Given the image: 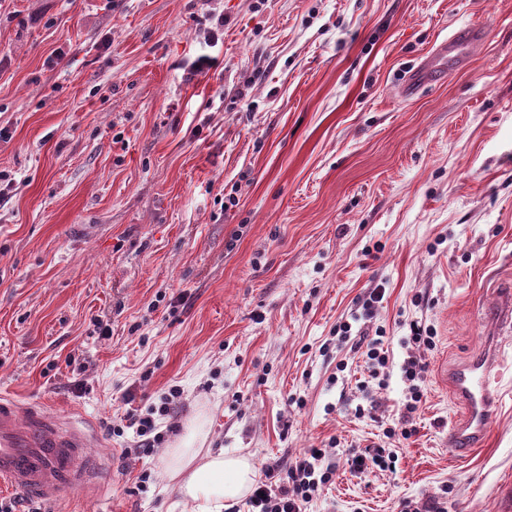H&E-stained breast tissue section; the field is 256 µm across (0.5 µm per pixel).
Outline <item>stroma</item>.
<instances>
[{"instance_id": "obj_1", "label": "stroma", "mask_w": 512, "mask_h": 512, "mask_svg": "<svg viewBox=\"0 0 512 512\" xmlns=\"http://www.w3.org/2000/svg\"><path fill=\"white\" fill-rule=\"evenodd\" d=\"M473 20L466 66L402 97ZM511 284L512 0H0V394L89 422L109 464L97 501L1 489L18 512H192L162 459L196 417L275 485L325 450L306 512H506ZM491 329L497 419L459 455L438 368ZM378 332L381 379L356 345ZM411 355L414 433L387 439ZM164 402L146 443L126 416ZM373 446L394 470H351ZM425 366L419 360H417L414 356L408 357L407 361H404L402 365V373L406 380L412 382V388L410 392L409 398L406 400L404 404L405 416L409 418L415 413L422 402L423 392L421 390V386L418 384H414L415 381H421L424 373Z\"/></svg>"}]
</instances>
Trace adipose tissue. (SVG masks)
Listing matches in <instances>:
<instances>
[{
    "label": "adipose tissue",
    "mask_w": 512,
    "mask_h": 512,
    "mask_svg": "<svg viewBox=\"0 0 512 512\" xmlns=\"http://www.w3.org/2000/svg\"><path fill=\"white\" fill-rule=\"evenodd\" d=\"M201 435V428H193L169 449L163 469L195 512H222L225 502L239 499L249 489L253 470L247 458L196 448L194 442Z\"/></svg>",
    "instance_id": "obj_1"
}]
</instances>
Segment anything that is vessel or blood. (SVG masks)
<instances>
[{"label": "vessel or blood", "instance_id": "1", "mask_svg": "<svg viewBox=\"0 0 512 512\" xmlns=\"http://www.w3.org/2000/svg\"><path fill=\"white\" fill-rule=\"evenodd\" d=\"M483 28L468 24L434 46L430 55L407 72L400 87L413 97L428 85L444 80L451 66L463 60L461 50L481 41ZM500 349L470 356L449 371H441L460 408L448 431V445L464 451L481 443L496 415L498 395L492 385L500 366ZM96 435L71 418L36 404L23 405L0 395V484L52 503L62 489L83 499L101 498V460L87 453Z\"/></svg>", "mask_w": 512, "mask_h": 512}]
</instances>
